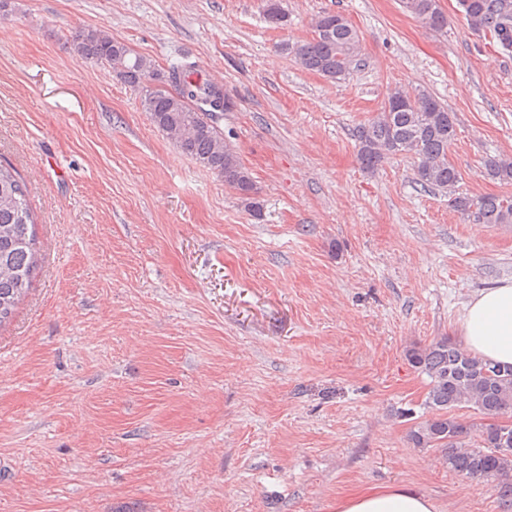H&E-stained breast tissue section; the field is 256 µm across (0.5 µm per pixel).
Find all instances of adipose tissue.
I'll list each match as a JSON object with an SVG mask.
<instances>
[{
  "label": "adipose tissue",
  "instance_id": "adipose-tissue-1",
  "mask_svg": "<svg viewBox=\"0 0 512 512\" xmlns=\"http://www.w3.org/2000/svg\"><path fill=\"white\" fill-rule=\"evenodd\" d=\"M462 346L484 360L512 365V283L474 294L460 324ZM432 499L394 484L337 499L335 512H436Z\"/></svg>",
  "mask_w": 512,
  "mask_h": 512
}]
</instances>
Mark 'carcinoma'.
Segmentation results:
<instances>
[{
  "mask_svg": "<svg viewBox=\"0 0 512 512\" xmlns=\"http://www.w3.org/2000/svg\"><path fill=\"white\" fill-rule=\"evenodd\" d=\"M400 2L429 28L439 30L446 25L438 0ZM459 4L469 29L487 32L495 45L512 50V0H459ZM72 42L78 55L111 65L134 87L146 80L165 85L145 90L141 99L152 123L170 135L184 155L224 177V183L251 212L260 213L254 183L219 127L224 113L237 107L223 86L202 77L193 63L162 72L96 27L77 31ZM359 43L348 19L327 12L318 17L312 38L298 45L295 54L304 69L340 80L357 61ZM387 102L397 106H382L377 116L356 131L363 169L374 172L392 156H410L415 159L420 186L454 194L453 207L463 217L475 208L484 224L512 223L511 196L455 193L460 174L448 162V147L456 136L453 113L424 90L396 89L388 94ZM490 173L500 180H512V160L492 162ZM36 224L24 179L11 164L0 161V325L10 320L41 267ZM406 357L431 379L428 403L433 414L411 431L414 445L439 450L448 469L458 475L494 483L504 507L511 509L512 424L498 418L512 415V366L494 370L492 363L448 338L412 347ZM458 407H472L489 422L464 423L451 414Z\"/></svg>",
  "mask_w": 512,
  "mask_h": 512,
  "instance_id": "1",
  "label": "carcinoma"
}]
</instances>
